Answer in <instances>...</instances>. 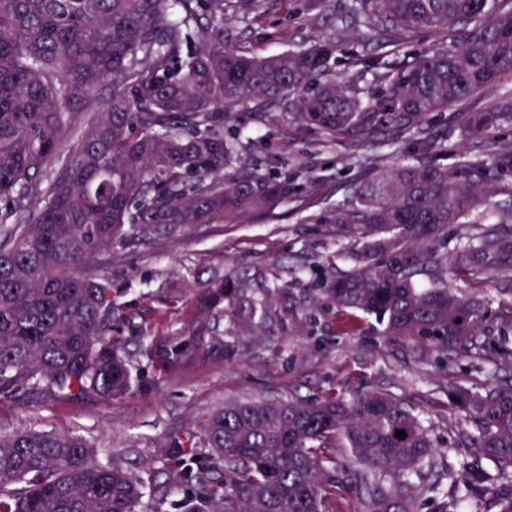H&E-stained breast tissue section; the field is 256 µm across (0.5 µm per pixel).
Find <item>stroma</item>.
<instances>
[{
	"label": "stroma",
	"mask_w": 512,
	"mask_h": 512,
	"mask_svg": "<svg viewBox=\"0 0 512 512\" xmlns=\"http://www.w3.org/2000/svg\"><path fill=\"white\" fill-rule=\"evenodd\" d=\"M346 0H328L310 11L306 0H265L264 16L247 26L229 20L224 42L264 57L333 39L331 76L348 81L349 59L366 52L359 32L364 20L347 14ZM442 159L496 166L484 145L462 138L456 107L433 123ZM383 133L340 139L302 126L275 109L250 125L244 155L263 162L266 151L282 172L309 195L288 198L274 219L248 224H191L162 240L115 248L112 252V338L134 360L143 386L114 400H64L32 404L0 397V428H31L83 436L101 462L121 456L144 479L163 480L167 461L159 446L174 432L198 427L224 403L274 398L324 399L387 389L420 409L440 448L457 449L459 415L448 405L446 387L456 380L476 387L501 368V345L512 342V278L454 280L461 294L482 288L489 300L478 356L437 360L423 339H389L374 318L336 308L317 291V277L334 278L349 265L340 254L346 243L329 224L358 175L357 160L374 157L392 166L413 153L410 144L389 147ZM250 289L267 314L221 319L218 330L238 343L237 354L211 360L172 377L159 376L141 354L149 337L183 330L195 314V295L215 279Z\"/></svg>",
	"instance_id": "1"
}]
</instances>
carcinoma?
I'll return each mask as SVG.
<instances>
[{"label": "carcinoma", "instance_id": "cac0c4a2", "mask_svg": "<svg viewBox=\"0 0 512 512\" xmlns=\"http://www.w3.org/2000/svg\"><path fill=\"white\" fill-rule=\"evenodd\" d=\"M263 0H0V395L28 402L112 400L138 381L112 341L108 260L116 246L161 240L186 224H244L289 193L278 158L244 157L241 114L286 107L333 137L372 135L415 155L393 167L364 162L330 222L351 248L350 269L318 280L336 308L375 318L389 338L419 336L443 358L478 349L481 301L450 287L512 275V210L490 224L493 196L512 191L471 161L441 162L429 120L512 77V0H351L372 56L350 61L349 84L329 77L336 43L250 57L224 44L223 25H247ZM432 40L417 48L414 37ZM384 111H379V108ZM468 135L512 118V95L461 113ZM75 154L53 163L66 133ZM450 224L468 229L441 252ZM258 300L217 279L192 322L153 336L144 355L165 377L222 359L224 303ZM464 413L470 454L438 452L406 399L372 390L351 399L232 401L200 429L170 437L177 465L144 480L88 442L51 431L0 430V512H328L341 488L361 512H512V380L448 384ZM406 437H395L396 431ZM332 448L352 466L338 478Z\"/></svg>", "mask_w": 512, "mask_h": 512}]
</instances>
